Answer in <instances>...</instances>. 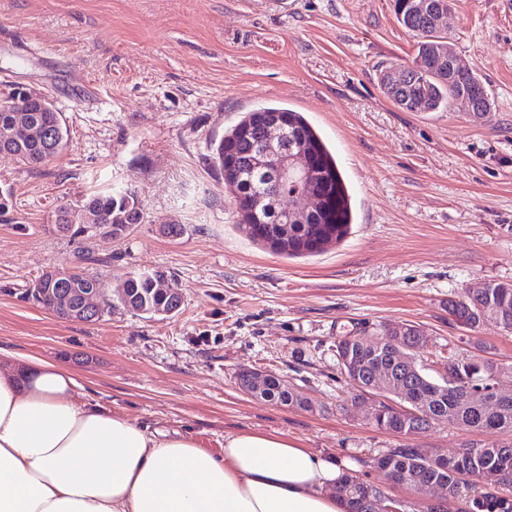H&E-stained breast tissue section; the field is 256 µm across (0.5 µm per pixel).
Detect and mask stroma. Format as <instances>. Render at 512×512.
Returning a JSON list of instances; mask_svg holds the SVG:
<instances>
[{
	"label": "stroma",
	"mask_w": 512,
	"mask_h": 512,
	"mask_svg": "<svg viewBox=\"0 0 512 512\" xmlns=\"http://www.w3.org/2000/svg\"><path fill=\"white\" fill-rule=\"evenodd\" d=\"M458 53L495 98L477 116L408 112L378 81L411 61L416 40L392 0H0V98L16 85L47 96L68 131L37 170L0 157V350L69 366L89 404L180 430L206 448L228 432L283 433L346 462L409 500L445 490L394 486L371 464L403 445L352 407L335 342L354 325L408 323L440 357L486 352L512 366V332L470 331L448 301L483 280L512 281V0H455ZM303 113L331 148L354 221L338 244L290 258L251 241L213 152L242 113ZM97 191L131 193L143 219L120 239L58 235L54 211ZM180 225L178 237L164 228ZM97 257L108 284L127 272L171 274L173 315L116 306L95 322L57 319L24 299L43 271ZM272 371L308 407L252 398L239 369ZM476 432L435 424L415 436L453 454Z\"/></svg>",
	"instance_id": "35a3bbf8"
}]
</instances>
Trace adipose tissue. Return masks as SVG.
<instances>
[{
    "instance_id": "ef3b65f1",
    "label": "adipose tissue",
    "mask_w": 512,
    "mask_h": 512,
    "mask_svg": "<svg viewBox=\"0 0 512 512\" xmlns=\"http://www.w3.org/2000/svg\"><path fill=\"white\" fill-rule=\"evenodd\" d=\"M67 365L0 354V512H345L332 458L287 435L219 449L83 402Z\"/></svg>"
}]
</instances>
